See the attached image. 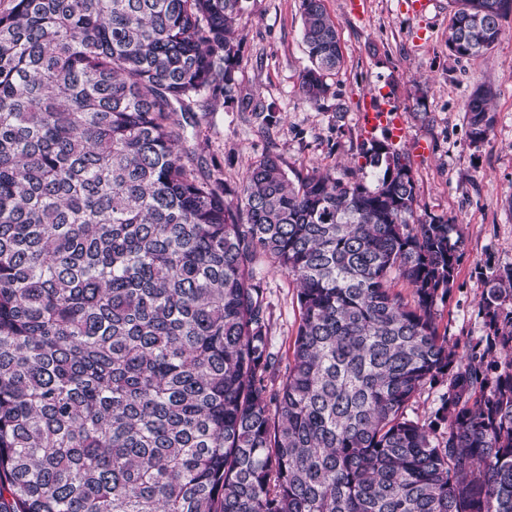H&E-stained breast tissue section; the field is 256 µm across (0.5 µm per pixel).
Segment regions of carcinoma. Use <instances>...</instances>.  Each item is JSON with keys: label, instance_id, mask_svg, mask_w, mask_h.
I'll list each match as a JSON object with an SVG mask.
<instances>
[{"label": "carcinoma", "instance_id": "carcinoma-1", "mask_svg": "<svg viewBox=\"0 0 512 512\" xmlns=\"http://www.w3.org/2000/svg\"><path fill=\"white\" fill-rule=\"evenodd\" d=\"M448 51L502 37L512 0H452ZM320 108L343 64L302 0ZM242 0H14L0 13V512H512V267L486 276L488 333H438L463 243L417 216L408 157L372 184L276 155L239 185L188 145L241 95ZM491 90L466 108L488 141ZM297 283L273 350L254 265ZM412 287V299L395 290ZM447 383L436 418L407 413Z\"/></svg>", "mask_w": 512, "mask_h": 512}]
</instances>
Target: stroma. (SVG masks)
<instances>
[{"instance_id":"1","label":"stroma","mask_w":512,"mask_h":512,"mask_svg":"<svg viewBox=\"0 0 512 512\" xmlns=\"http://www.w3.org/2000/svg\"><path fill=\"white\" fill-rule=\"evenodd\" d=\"M341 37L344 64L331 79L335 100L314 108L297 94L308 64L301 39V0H243L242 93L272 106L276 120L263 125L234 102L209 103L199 115L196 154L236 187L250 161L271 153L289 173L312 168L343 174L375 171L359 158L366 136L359 115L373 91L388 92L403 113L406 139L396 143L412 165L419 214L448 219L463 238L453 286L438 302L436 322L458 354H469L487 332L480 302L484 276L512 267V14L502 21L503 37L488 53L458 58L448 51L449 0H432L425 16L405 11L403 0H366L353 14L348 0H324ZM494 90L495 116L488 142L472 147L466 105L479 86ZM344 116H337L335 103ZM425 142L427 152L416 149ZM270 315L272 344L288 354L299 324L297 289L287 274L259 259Z\"/></svg>"}]
</instances>
